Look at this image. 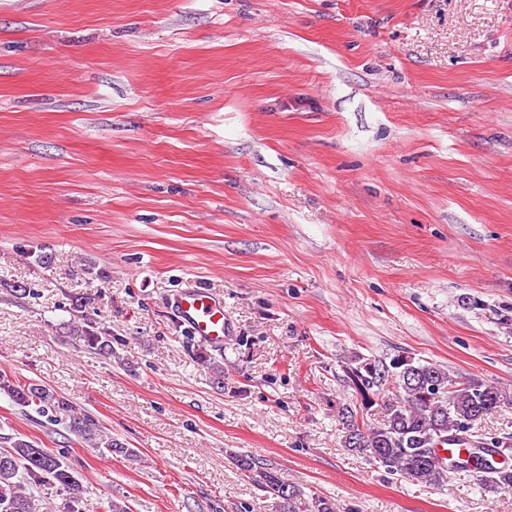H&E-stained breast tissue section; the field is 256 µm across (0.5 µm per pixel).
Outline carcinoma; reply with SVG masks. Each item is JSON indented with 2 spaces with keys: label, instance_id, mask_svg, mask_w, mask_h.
Wrapping results in <instances>:
<instances>
[{
  "label": "carcinoma",
  "instance_id": "cac0c4a2",
  "mask_svg": "<svg viewBox=\"0 0 512 512\" xmlns=\"http://www.w3.org/2000/svg\"><path fill=\"white\" fill-rule=\"evenodd\" d=\"M73 339L91 350L112 354V337L85 315L70 325ZM360 405L341 408L345 444L365 453L391 475L405 480L443 485L448 470L464 472L488 491L512 492V472H504L474 452L491 456L512 448L511 434L479 432L507 400L505 391L484 379L460 381L447 368L410 356L396 355L385 363L365 360L347 368ZM41 415L69 419V432L96 448L122 452L124 446L100 422L76 411L73 404L34 380L21 381L0 373V394ZM382 401L383 422L360 421L363 411ZM449 443L468 449L461 463L445 464L436 449ZM65 452L35 441L16 438L0 448V512H48L47 504L26 491L25 485L52 482L71 491L79 502L81 488ZM262 489L272 512H336V503L315 493H304L282 482L271 468L260 472Z\"/></svg>",
  "mask_w": 512,
  "mask_h": 512
}]
</instances>
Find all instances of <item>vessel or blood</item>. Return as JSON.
Returning <instances> with one entry per match:
<instances>
[{"label": "vessel or blood", "instance_id": "obj_1", "mask_svg": "<svg viewBox=\"0 0 512 512\" xmlns=\"http://www.w3.org/2000/svg\"><path fill=\"white\" fill-rule=\"evenodd\" d=\"M173 305L188 331L210 345H223L233 333L224 318L223 302L206 291L185 289L175 297Z\"/></svg>", "mask_w": 512, "mask_h": 512}]
</instances>
